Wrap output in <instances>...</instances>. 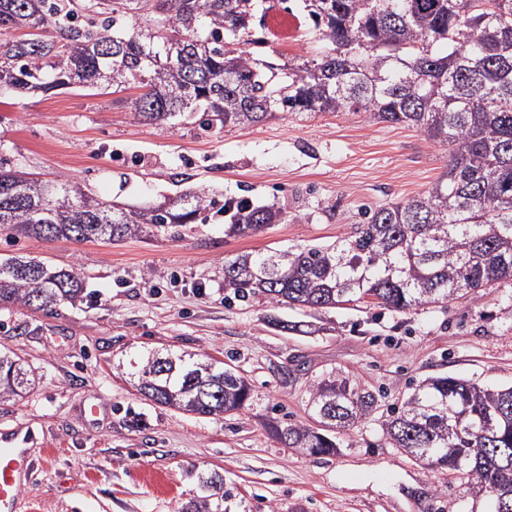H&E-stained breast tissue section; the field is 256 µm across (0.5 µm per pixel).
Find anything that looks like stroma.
<instances>
[{
  "label": "stroma",
  "mask_w": 512,
  "mask_h": 512,
  "mask_svg": "<svg viewBox=\"0 0 512 512\" xmlns=\"http://www.w3.org/2000/svg\"><path fill=\"white\" fill-rule=\"evenodd\" d=\"M268 4L266 52L309 55L317 41L305 15L296 42L275 25L297 0ZM139 94L2 87L0 157L107 201L144 207L203 189L286 207L288 221L239 238L225 235L220 216L115 243L0 233V254L75 270L85 286L73 305L0 311V352L34 372L21 395L0 400V447L39 461L20 512H180L213 474L224 480L226 512H470L468 486L393 448L383 425L432 376L512 384V284L407 313L230 302L224 292L225 257L347 238L365 213L426 190L445 171L447 148L365 112L212 132L158 127L133 119ZM274 317L294 331L276 329ZM152 354L231 365L252 398L218 418L156 405L133 375ZM329 376L377 397L371 415L340 434L338 453L312 457L274 439L269 419L313 424L310 390ZM91 403L97 416L85 412Z\"/></svg>",
  "instance_id": "obj_1"
}]
</instances>
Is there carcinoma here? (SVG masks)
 Here are the masks:
<instances>
[{
  "label": "carcinoma",
  "mask_w": 512,
  "mask_h": 512,
  "mask_svg": "<svg viewBox=\"0 0 512 512\" xmlns=\"http://www.w3.org/2000/svg\"><path fill=\"white\" fill-rule=\"evenodd\" d=\"M259 0H0V87L16 93L136 85L135 120L194 119L204 131L260 124L278 114L367 112L411 126L448 146V165L425 191L379 207L333 246L224 259L228 298L336 308L368 300L406 312L458 295L479 296L512 281V0H300L326 50L296 62L254 52L265 44ZM134 17L145 27L120 30ZM205 191L132 210L89 195L69 179L43 181L0 161V232L79 242H118L174 224H204ZM228 236L288 223L281 206L241 197L224 202ZM72 270L0 254V310H45L82 297ZM152 402L200 417L241 410L246 379L232 367L203 368L152 357L138 371ZM29 370L0 354V399L28 383ZM373 393L344 380L311 389L321 427L273 421L276 438L314 456L336 454V435L365 419ZM406 456L465 481L499 508L512 491V386L425 379L385 424ZM183 512H224V482Z\"/></svg>",
  "instance_id": "carcinoma-1"
}]
</instances>
